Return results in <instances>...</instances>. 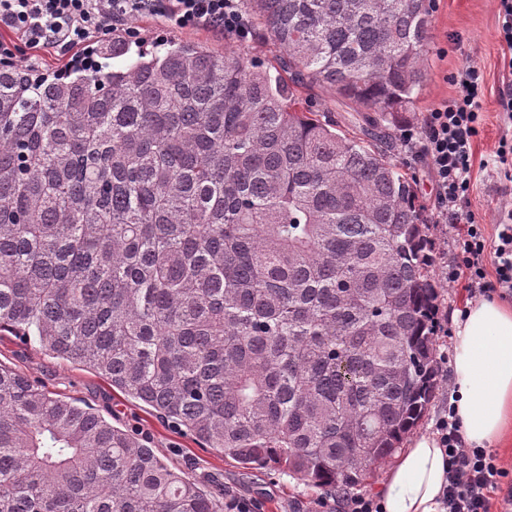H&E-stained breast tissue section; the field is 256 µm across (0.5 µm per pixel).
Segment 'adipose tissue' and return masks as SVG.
<instances>
[{
  "label": "adipose tissue",
  "instance_id": "adipose-tissue-1",
  "mask_svg": "<svg viewBox=\"0 0 512 512\" xmlns=\"http://www.w3.org/2000/svg\"><path fill=\"white\" fill-rule=\"evenodd\" d=\"M452 403L468 446L512 443V304L473 303L456 324ZM448 459L436 438L414 437L380 488L383 512H437Z\"/></svg>",
  "mask_w": 512,
  "mask_h": 512
}]
</instances>
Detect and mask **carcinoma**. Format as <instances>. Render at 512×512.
I'll return each mask as SVG.
<instances>
[{
	"label": "carcinoma",
	"instance_id": "1",
	"mask_svg": "<svg viewBox=\"0 0 512 512\" xmlns=\"http://www.w3.org/2000/svg\"><path fill=\"white\" fill-rule=\"evenodd\" d=\"M240 8L282 72L184 41L0 69V334L243 466L353 490L439 388L429 228L383 150L429 0ZM311 84L359 135L303 112ZM0 512H224V490L0 364Z\"/></svg>",
	"mask_w": 512,
	"mask_h": 512
}]
</instances>
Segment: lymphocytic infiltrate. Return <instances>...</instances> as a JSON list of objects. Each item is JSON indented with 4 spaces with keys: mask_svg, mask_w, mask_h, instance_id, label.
<instances>
[{
    "mask_svg": "<svg viewBox=\"0 0 512 512\" xmlns=\"http://www.w3.org/2000/svg\"><path fill=\"white\" fill-rule=\"evenodd\" d=\"M240 0H0V28L23 35L33 49L64 55L106 39L143 14L182 29L211 28L247 40L251 26ZM456 94L425 112L418 131L405 142H418V154L434 181L429 221L454 230L455 261L442 268L448 285L470 297L512 296V210L501 211L494 235L469 209L474 188V144L483 123V72L463 64L453 77ZM436 437L448 457V478L440 498L442 512H512L511 472L495 455L467 446L454 409L444 410Z\"/></svg>",
    "mask_w": 512,
    "mask_h": 512,
    "instance_id": "obj_1",
    "label": "lymphocytic infiltrate"
}]
</instances>
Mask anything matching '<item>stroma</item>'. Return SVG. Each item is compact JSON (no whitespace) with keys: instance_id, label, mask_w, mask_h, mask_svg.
Here are the masks:
<instances>
[{"instance_id":"obj_1","label":"stroma","mask_w":512,"mask_h":512,"mask_svg":"<svg viewBox=\"0 0 512 512\" xmlns=\"http://www.w3.org/2000/svg\"><path fill=\"white\" fill-rule=\"evenodd\" d=\"M499 0H436L430 29L431 52L426 62L425 86L409 112L397 117L391 127L388 154L393 163L415 184L416 201L424 204L432 197V178L423 163L412 161L402 140L403 131L419 124L423 112L435 103L454 97L452 75L465 61L477 63L484 74L482 100L483 126L476 143V157L483 160L497 147L502 136L512 134V124L505 120L499 101L503 57L498 35ZM138 38L148 45L170 40L199 42L221 53L237 52L264 68L280 65L281 54L267 41L251 40L239 44L234 38L208 29L186 30L162 25L156 17L141 16L132 22ZM470 208L485 226L495 224L500 211L512 209V182L496 180L487 172L475 170ZM436 360L439 390L416 434H431L448 403L452 382V356L455 320L469 303L460 288H438ZM0 364L16 370L47 391L70 397L98 410L114 426L132 432L154 448L166 462L208 485L219 481L226 493L258 505L259 512H342L340 497L328 496L327 507H318V489L288 473L268 467H243L222 454L201 447L192 436L176 430L149 407L113 390L99 375L62 362L40 351L37 344L18 336H0Z\"/></svg>"}]
</instances>
